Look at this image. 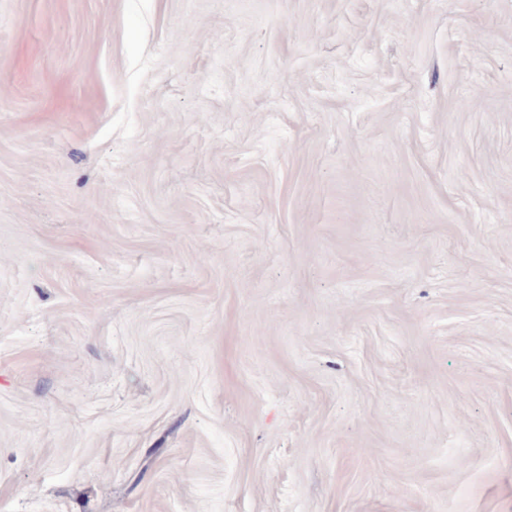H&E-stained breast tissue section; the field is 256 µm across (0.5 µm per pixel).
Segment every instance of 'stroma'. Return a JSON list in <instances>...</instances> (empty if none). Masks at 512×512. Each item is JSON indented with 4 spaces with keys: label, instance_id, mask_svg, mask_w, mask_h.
<instances>
[{
    "label": "stroma",
    "instance_id": "35a3bbf8",
    "mask_svg": "<svg viewBox=\"0 0 512 512\" xmlns=\"http://www.w3.org/2000/svg\"><path fill=\"white\" fill-rule=\"evenodd\" d=\"M0 512H512V0H0Z\"/></svg>",
    "mask_w": 512,
    "mask_h": 512
}]
</instances>
